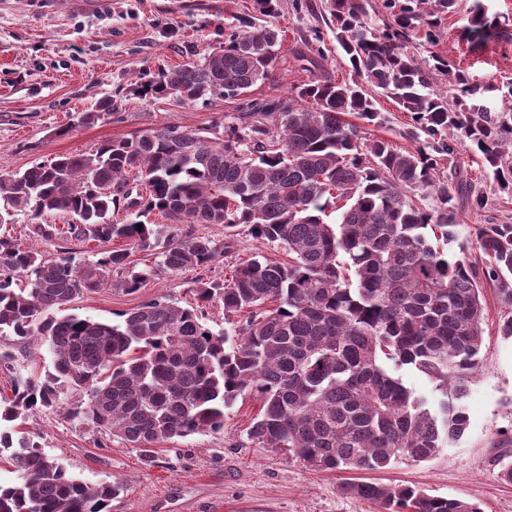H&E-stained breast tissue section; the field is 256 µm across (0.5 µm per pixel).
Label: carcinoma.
I'll list each match as a JSON object with an SVG mask.
<instances>
[{
    "label": "carcinoma",
    "instance_id": "carcinoma-1",
    "mask_svg": "<svg viewBox=\"0 0 512 512\" xmlns=\"http://www.w3.org/2000/svg\"><path fill=\"white\" fill-rule=\"evenodd\" d=\"M430 2L422 13L424 0H385L391 20L374 25L369 0H334L336 43L357 81L316 75L286 99L242 102L210 136L168 126L0 175V224L26 210L38 237L53 236L47 218L65 214L79 241L121 239L156 253L168 271L205 272L230 246L181 234L178 225H245L288 254L286 262L255 255L222 281L199 277L194 305L152 298L105 323L70 304L108 286L134 294L154 269L134 270L126 248L94 260L69 251L45 259L1 236L0 336L38 337L54 361L43 377L15 378L13 398L0 405V456L9 453L19 471L13 483H0V512H111L123 492L118 481L72 476L19 428L65 388L85 396L73 416L148 459L161 440L224 432L225 410L247 393L260 402L250 440L315 471L428 461L463 437L467 378L483 344L484 289L512 307V224L476 225L473 262L440 249L437 242L457 237L459 205L483 211L488 204L461 171L441 176V161L465 146L512 192V108L482 104L496 87L470 83L445 57L408 51L417 28L436 45L441 17L457 6ZM498 28L478 9L465 34L483 40ZM281 45L278 30L239 17L224 42L160 72L141 94L236 98L267 79L276 58L265 52ZM441 76L454 96L433 88ZM370 88L410 114L405 135L419 147L400 151L364 137L362 125L380 122ZM110 114L106 98L81 122ZM339 200L329 223L326 210ZM120 209L135 218L112 221ZM152 213L169 223L142 222ZM21 278L26 287H14ZM215 298L226 316L248 311L245 324L212 331L204 307ZM387 361L426 375L442 398L432 402L407 387ZM341 490L386 512H482L476 502L410 486L348 481Z\"/></svg>",
    "mask_w": 512,
    "mask_h": 512
}]
</instances>
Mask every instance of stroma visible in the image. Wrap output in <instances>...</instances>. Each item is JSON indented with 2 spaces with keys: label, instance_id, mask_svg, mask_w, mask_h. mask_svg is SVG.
I'll list each match as a JSON object with an SVG mask.
<instances>
[{
  "label": "stroma",
  "instance_id": "stroma-1",
  "mask_svg": "<svg viewBox=\"0 0 512 512\" xmlns=\"http://www.w3.org/2000/svg\"><path fill=\"white\" fill-rule=\"evenodd\" d=\"M497 16L502 37L477 43L463 31L474 5ZM252 0H0V172L24 171L61 155L85 154L101 144L166 126L209 131L236 104L216 101L181 104L140 94V87L160 70L203 56L208 45L224 39L234 16L251 13ZM331 0H278L266 25L283 35L274 70L255 85L251 98H284L309 81L298 52L322 50L323 68L336 80H351L353 70L332 30ZM439 42L429 47L423 30L411 37L416 56L429 51L465 68L472 82H493L486 103L501 106L500 90L512 83V0H459L457 10L442 17ZM112 99L111 115L92 124L80 121L97 101ZM382 121L369 126L375 137L400 149L410 148L405 132L407 113L392 100H378ZM488 199L485 211L460 208L457 240L449 252L475 255V225L496 218L512 224V195L500 192L483 176L466 151L452 160ZM59 234L42 238L30 231V217L17 212L13 223L0 226L21 247L44 258L60 252H100L94 242H81L67 232L69 218L52 219ZM217 241L233 238L231 252L218 258L209 278L223 280L230 266L255 255L277 258V251L254 239L246 227L226 233L223 225L205 226ZM197 272L158 270L137 293L107 287L75 299L76 313L105 322L151 297H166L187 306L195 301ZM484 340L480 365L470 373L466 399L470 426L444 453L426 462L400 459L370 478L387 484L418 486L443 497H465L482 512H512V483L499 477L495 462L502 444L512 437V339L499 336L497 324L508 309L486 292ZM0 398L11 399L15 375L45 374L53 356L38 339L0 337ZM67 390L56 405L32 411L23 426L43 450L57 458L73 476L97 483L118 481L125 488L111 504L112 512H384L370 501L344 495L340 486L355 479L352 471L316 472L288 456L255 445L248 436L258 411L250 396L238 397L227 409L224 431L196 433L157 444L152 459L111 435L100 434L72 417L81 402Z\"/></svg>",
  "mask_w": 512,
  "mask_h": 512
}]
</instances>
